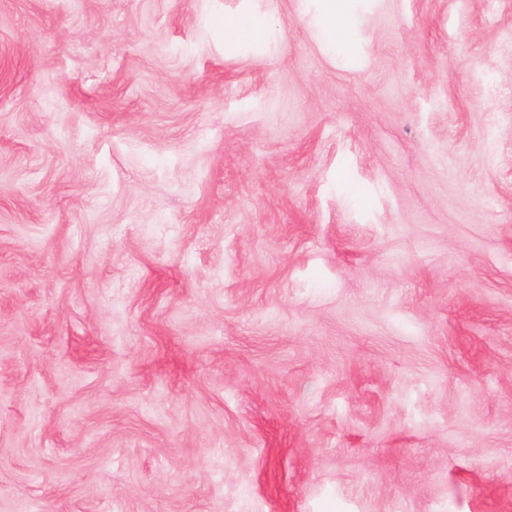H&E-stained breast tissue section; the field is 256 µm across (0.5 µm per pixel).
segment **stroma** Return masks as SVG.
<instances>
[{
    "mask_svg": "<svg viewBox=\"0 0 512 512\" xmlns=\"http://www.w3.org/2000/svg\"><path fill=\"white\" fill-rule=\"evenodd\" d=\"M318 20L0 0V512H512V0ZM347 0H322L319 34L324 42L334 49H339L343 53H348L349 41L348 30L338 28L336 19L347 12Z\"/></svg>",
    "mask_w": 512,
    "mask_h": 512,
    "instance_id": "stroma-1",
    "label": "stroma"
}]
</instances>
